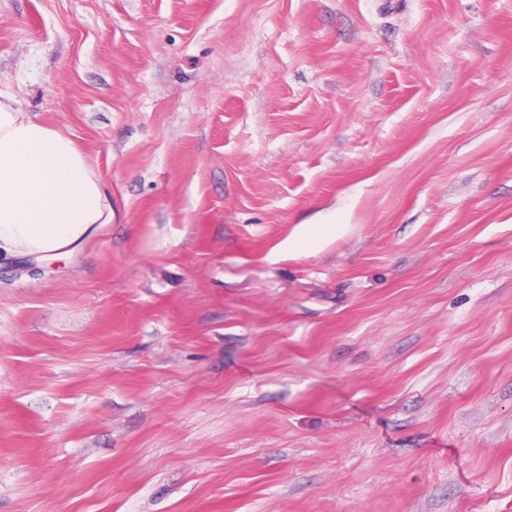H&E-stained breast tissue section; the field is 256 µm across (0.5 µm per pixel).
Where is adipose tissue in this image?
Here are the masks:
<instances>
[{"mask_svg": "<svg viewBox=\"0 0 512 512\" xmlns=\"http://www.w3.org/2000/svg\"><path fill=\"white\" fill-rule=\"evenodd\" d=\"M112 221L74 142L0 94V251L63 258Z\"/></svg>", "mask_w": 512, "mask_h": 512, "instance_id": "ef3b65f1", "label": "adipose tissue"}]
</instances>
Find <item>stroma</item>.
I'll list each match as a JSON object with an SVG mask.
<instances>
[{"instance_id":"obj_1","label":"stroma","mask_w":512,"mask_h":512,"mask_svg":"<svg viewBox=\"0 0 512 512\" xmlns=\"http://www.w3.org/2000/svg\"><path fill=\"white\" fill-rule=\"evenodd\" d=\"M0 92L112 206L0 256V512H512V0H0Z\"/></svg>"}]
</instances>
